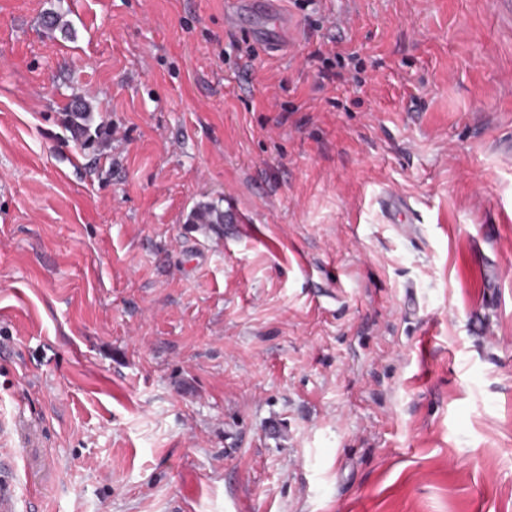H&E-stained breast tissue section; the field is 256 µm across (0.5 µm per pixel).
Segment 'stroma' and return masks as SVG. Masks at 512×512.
<instances>
[{"label":"stroma","mask_w":512,"mask_h":512,"mask_svg":"<svg viewBox=\"0 0 512 512\" xmlns=\"http://www.w3.org/2000/svg\"><path fill=\"white\" fill-rule=\"evenodd\" d=\"M279 10L0 0L20 512H512V11ZM92 107L82 97H75L65 113V123L72 137L86 144L91 139ZM224 221V211L214 203L199 204L190 214L192 224H220Z\"/></svg>","instance_id":"stroma-1"}]
</instances>
